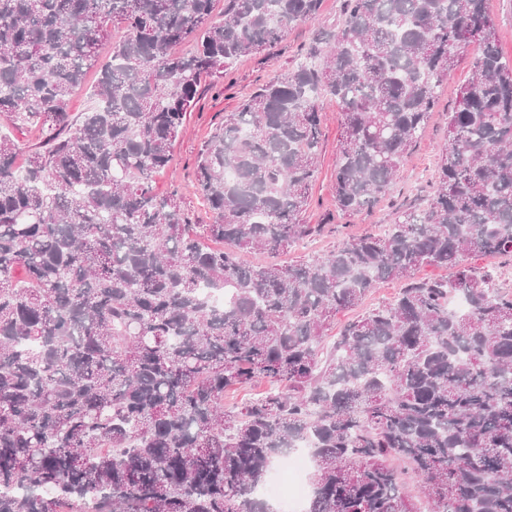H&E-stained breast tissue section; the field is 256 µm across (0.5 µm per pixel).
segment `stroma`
I'll use <instances>...</instances> for the list:
<instances>
[{"label": "stroma", "instance_id": "stroma-1", "mask_svg": "<svg viewBox=\"0 0 512 512\" xmlns=\"http://www.w3.org/2000/svg\"><path fill=\"white\" fill-rule=\"evenodd\" d=\"M343 17L344 0H320L316 18L290 26L274 49L241 57L227 75L204 78L174 143L169 166L153 179L155 192L162 195L177 191L192 222L208 223L209 216L201 204L194 178L200 148L213 129L223 123L225 115L237 111L248 93L295 71L309 56L317 31L336 30ZM475 53L476 47L472 44L456 48L455 64L441 82L436 106L421 139L402 162L395 187L370 209L354 215L339 212L335 200L339 107L334 100H321L322 147L316 163L317 176L301 221L327 224L331 230L299 242L283 254V261L325 254L345 239L383 230L401 211L427 204L436 179L438 154L447 135L448 113L456 106L460 89L471 76Z\"/></svg>", "mask_w": 512, "mask_h": 512}]
</instances>
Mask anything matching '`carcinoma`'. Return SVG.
Masks as SVG:
<instances>
[{
  "label": "carcinoma",
  "mask_w": 512,
  "mask_h": 512,
  "mask_svg": "<svg viewBox=\"0 0 512 512\" xmlns=\"http://www.w3.org/2000/svg\"><path fill=\"white\" fill-rule=\"evenodd\" d=\"M485 3L345 0L320 67L256 88L202 146L212 223L192 224L152 179L201 80L318 0H224L219 18L214 0H0V118L48 133L21 175L0 134V512H271L251 493L303 438L308 512H410L414 480L428 512H512V291L466 263L512 262V60ZM110 27L98 107L75 119ZM470 42L425 208L324 257L242 260L326 228L301 223L320 97L341 109L336 205L355 214L390 193ZM389 281L393 299L328 335Z\"/></svg>",
  "instance_id": "carcinoma-1"
}]
</instances>
